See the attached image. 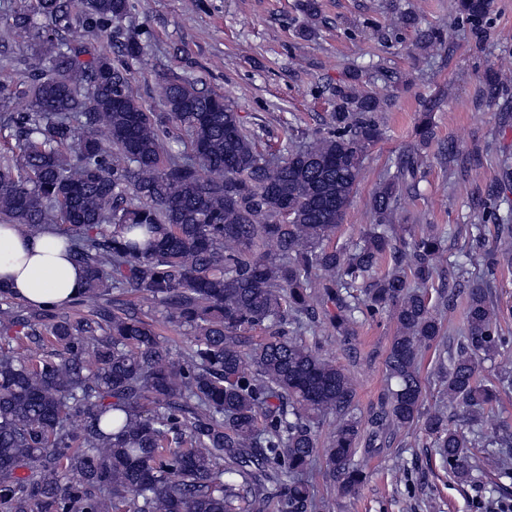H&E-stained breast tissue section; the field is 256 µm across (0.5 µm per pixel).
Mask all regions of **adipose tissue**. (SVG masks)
Masks as SVG:
<instances>
[{
	"label": "adipose tissue",
	"mask_w": 512,
	"mask_h": 512,
	"mask_svg": "<svg viewBox=\"0 0 512 512\" xmlns=\"http://www.w3.org/2000/svg\"><path fill=\"white\" fill-rule=\"evenodd\" d=\"M84 287L83 267L68 258L57 234L0 225V288L29 305L52 307L73 302Z\"/></svg>",
	"instance_id": "ef3b65f1"
}]
</instances>
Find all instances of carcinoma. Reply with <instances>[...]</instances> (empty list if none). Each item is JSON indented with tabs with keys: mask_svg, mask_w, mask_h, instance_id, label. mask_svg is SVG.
Listing matches in <instances>:
<instances>
[{
	"mask_svg": "<svg viewBox=\"0 0 512 512\" xmlns=\"http://www.w3.org/2000/svg\"><path fill=\"white\" fill-rule=\"evenodd\" d=\"M25 2L13 26L37 41L24 58L35 81L20 91L28 111L0 125L16 140L0 161V223L56 230L86 271L76 302L88 311H31L0 288V334L42 350L24 360L0 349V512H331L311 488L313 464L351 495L366 478L358 449L376 452L415 424L457 483L487 468L512 479V424L492 417L512 391V334L494 286L502 262L512 267V211L493 207L473 225L478 242L493 226L495 246L468 254L482 278L462 289L454 264L435 284L448 230L430 224L417 235L396 223L401 196L418 184L413 151L373 192L374 223L336 247L382 137L378 97L340 85L328 131L264 152L224 95L175 77L157 88L165 112H152L128 90L125 65L107 53L83 60L80 43L35 30L36 16L53 33L70 30V0ZM130 7L81 0L84 19L107 27ZM299 8L309 38L320 4ZM487 8L457 0L475 26ZM454 35L427 29L416 47L436 52ZM508 81L512 70L498 68L488 93ZM438 104L421 113L419 146L434 134ZM168 122L187 133L189 151L164 147ZM114 291L162 308L186 329L188 350L173 353L145 313L109 298ZM460 297L451 346L437 306ZM383 315L394 326L387 386L364 419L354 412L356 382L322 354L319 336L347 337L360 318ZM430 350L443 386L433 410L420 373ZM486 360L498 361L492 378ZM479 447L486 456L471 452Z\"/></svg>",
	"mask_w": 512,
	"mask_h": 512,
	"instance_id": "1",
	"label": "carcinoma"
}]
</instances>
